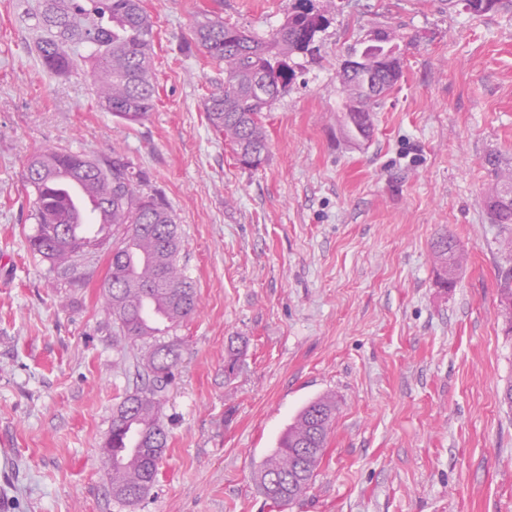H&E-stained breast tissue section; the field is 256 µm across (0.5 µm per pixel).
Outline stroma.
<instances>
[{"label":"stroma","mask_w":512,"mask_h":512,"mask_svg":"<svg viewBox=\"0 0 512 512\" xmlns=\"http://www.w3.org/2000/svg\"><path fill=\"white\" fill-rule=\"evenodd\" d=\"M0 0V512H512V336L499 272L512 228L490 223L488 157L512 172V13L446 0H342L317 59L267 112L269 155L236 161L203 97L222 73L194 46L204 13L264 37L288 0H143L158 100L130 124L98 103L88 64L47 72L29 19ZM392 31L402 77L369 139L343 135L336 61ZM69 149L127 157L164 194L198 293L165 392L168 447L133 506L102 463L112 412L136 386L87 259L70 286L35 257L22 174ZM461 259L437 283L432 245ZM241 349L234 376L230 349ZM336 402L307 492L273 508L257 472L298 410ZM433 254L440 269V284L444 288L452 287L458 265V249L448 234L439 237L433 244Z\"/></svg>","instance_id":"35a3bbf8"}]
</instances>
